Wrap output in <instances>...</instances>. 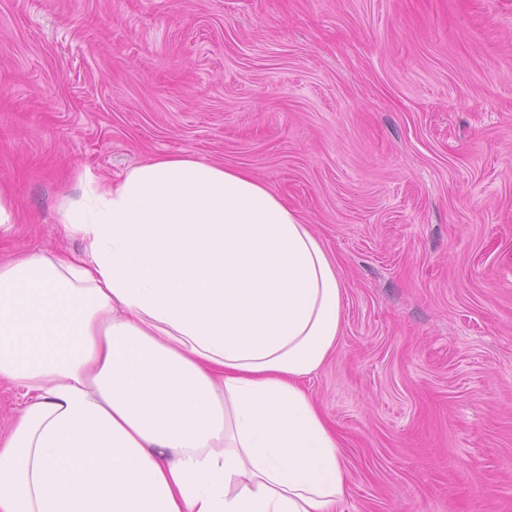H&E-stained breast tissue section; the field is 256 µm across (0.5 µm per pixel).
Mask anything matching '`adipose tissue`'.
I'll return each mask as SVG.
<instances>
[{
    "label": "adipose tissue",
    "instance_id": "ef3b65f1",
    "mask_svg": "<svg viewBox=\"0 0 512 512\" xmlns=\"http://www.w3.org/2000/svg\"><path fill=\"white\" fill-rule=\"evenodd\" d=\"M79 250L0 260V512H335L341 440L305 387L345 288L310 224L192 153L81 180ZM23 391L6 383L0 384V433L4 434L12 420L24 407Z\"/></svg>",
    "mask_w": 512,
    "mask_h": 512
}]
</instances>
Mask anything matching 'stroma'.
Instances as JSON below:
<instances>
[{"instance_id":"obj_1","label":"stroma","mask_w":512,"mask_h":512,"mask_svg":"<svg viewBox=\"0 0 512 512\" xmlns=\"http://www.w3.org/2000/svg\"><path fill=\"white\" fill-rule=\"evenodd\" d=\"M185 150L338 265L336 512H512V0H0L1 259L80 248L77 174Z\"/></svg>"}]
</instances>
